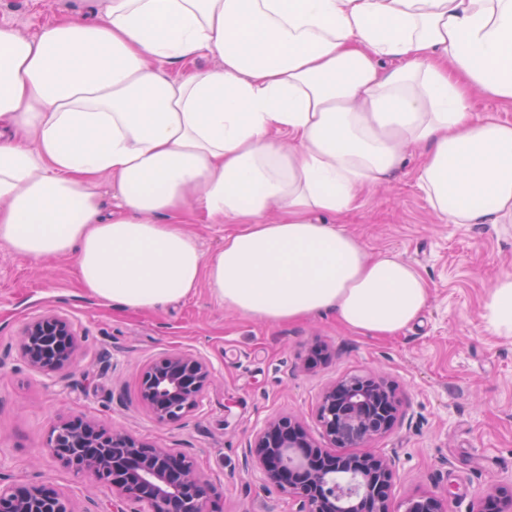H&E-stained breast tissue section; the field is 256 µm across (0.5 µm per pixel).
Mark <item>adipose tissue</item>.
<instances>
[{
    "label": "adipose tissue",
    "instance_id": "adipose-tissue-1",
    "mask_svg": "<svg viewBox=\"0 0 512 512\" xmlns=\"http://www.w3.org/2000/svg\"><path fill=\"white\" fill-rule=\"evenodd\" d=\"M200 55L216 65L165 70ZM475 89L512 104V0H100L34 35L0 27V245L74 257L81 288L127 311L204 280L248 318L396 338L426 281L335 219L421 148L448 223L512 220V124L474 118ZM190 210L237 230L205 253ZM484 318L512 337L511 274Z\"/></svg>",
    "mask_w": 512,
    "mask_h": 512
}]
</instances>
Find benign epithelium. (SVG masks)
<instances>
[{"label":"benign epithelium","mask_w":512,"mask_h":512,"mask_svg":"<svg viewBox=\"0 0 512 512\" xmlns=\"http://www.w3.org/2000/svg\"><path fill=\"white\" fill-rule=\"evenodd\" d=\"M79 346L73 325L47 312L22 327L18 350L24 361L47 376L65 370ZM213 375L205 360L171 352L141 373L140 395L157 423L181 421L198 407ZM395 389L371 374H354L328 385L321 393L317 418L321 440L300 421L273 416L256 429L249 457L262 483L288 494L298 512H393L391 488L396 457L370 450L352 453L388 432L398 418ZM43 447L73 473L111 491L108 512H216V501L193 461L181 452L158 448L120 428L71 417L47 433ZM336 471L355 477L356 489L343 494L329 483ZM449 492L407 499L404 512H449ZM512 495L487 489L471 512H507ZM0 512H76L61 488L49 484L12 483L0 488Z\"/></svg>","instance_id":"1"}]
</instances>
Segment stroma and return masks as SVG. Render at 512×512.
I'll return each instance as SVG.
<instances>
[{
  "label": "stroma",
  "mask_w": 512,
  "mask_h": 512,
  "mask_svg": "<svg viewBox=\"0 0 512 512\" xmlns=\"http://www.w3.org/2000/svg\"><path fill=\"white\" fill-rule=\"evenodd\" d=\"M96 0H0V25L30 35ZM419 152L389 181L361 191L337 222L368 254L393 252L429 286L419 321L392 340L349 331L330 315L270 324L224 308L200 284L165 308L126 312L81 289L75 260L34 261L0 247V485L50 482L77 512H104L110 494L44 454L58 419L80 416L190 456L220 512H296V501L265 487L243 450L272 415L297 417L317 432L321 390L347 374L392 382L401 399L394 428L373 441L396 451L392 504L449 491L451 512H470L476 494L512 488V339L485 328L483 303L512 273L511 224H449L418 185ZM67 318L80 339L70 367L54 377L32 369L16 343L45 312ZM181 351L215 370L199 407L158 424L140 397V370Z\"/></svg>",
  "instance_id": "stroma-1"
}]
</instances>
